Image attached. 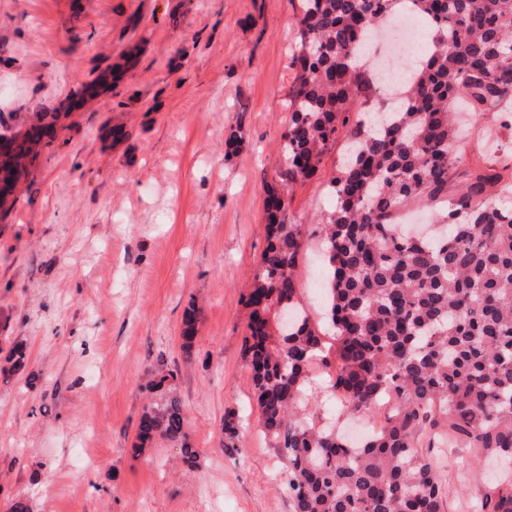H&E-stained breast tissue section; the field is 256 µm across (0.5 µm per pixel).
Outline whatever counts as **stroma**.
<instances>
[{"label": "stroma", "mask_w": 512, "mask_h": 512, "mask_svg": "<svg viewBox=\"0 0 512 512\" xmlns=\"http://www.w3.org/2000/svg\"><path fill=\"white\" fill-rule=\"evenodd\" d=\"M299 13V0H0V118L14 134L40 112L54 125L0 206V512L17 499L29 512H291L242 345ZM338 161L286 191L306 230L332 209ZM322 273L310 248L296 276L315 318ZM162 365L192 470L162 439L133 448ZM419 450L446 512H471L503 456L426 434Z\"/></svg>", "instance_id": "obj_1"}]
</instances>
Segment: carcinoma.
Returning <instances> with one entry per match:
<instances>
[{"label": "carcinoma", "instance_id": "obj_1", "mask_svg": "<svg viewBox=\"0 0 512 512\" xmlns=\"http://www.w3.org/2000/svg\"><path fill=\"white\" fill-rule=\"evenodd\" d=\"M404 9L425 22L429 44L396 91L399 109L377 124L380 84L359 50ZM298 35L282 185L313 177L340 129L350 143L329 181L334 206L316 229L328 263L324 328L297 301L308 233L283 192L267 190L243 349L258 422L284 461L292 512H445L417 431L512 450V182L467 170L454 119L458 107L512 112V0H301ZM44 130L0 134L15 180L36 160ZM421 205L445 208L443 232H402L400 214ZM196 323L193 309L182 330L188 359ZM316 366L353 411L375 414L392 398L364 442L304 416ZM174 378L170 371L147 387L136 450L161 438L192 470L198 452ZM238 435L239 422L227 417L224 447L238 450ZM477 512H512V478L490 484Z\"/></svg>", "mask_w": 512, "mask_h": 512}]
</instances>
